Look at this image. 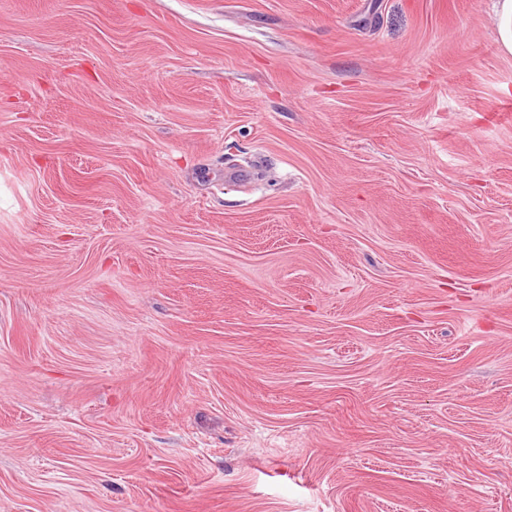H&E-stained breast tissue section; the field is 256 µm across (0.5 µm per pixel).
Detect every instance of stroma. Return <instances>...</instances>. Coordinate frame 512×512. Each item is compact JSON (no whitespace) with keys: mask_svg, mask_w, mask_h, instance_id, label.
Masks as SVG:
<instances>
[{"mask_svg":"<svg viewBox=\"0 0 512 512\" xmlns=\"http://www.w3.org/2000/svg\"><path fill=\"white\" fill-rule=\"evenodd\" d=\"M0 512H512L491 0H0Z\"/></svg>","mask_w":512,"mask_h":512,"instance_id":"1","label":"stroma"}]
</instances>
